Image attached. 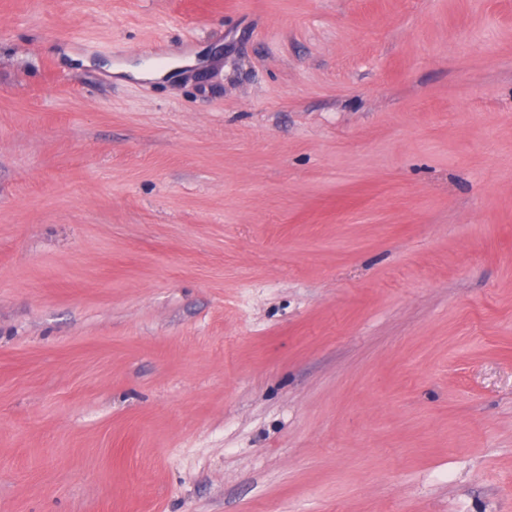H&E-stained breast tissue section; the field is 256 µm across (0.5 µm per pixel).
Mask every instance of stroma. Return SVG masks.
I'll use <instances>...</instances> for the list:
<instances>
[{
    "mask_svg": "<svg viewBox=\"0 0 512 512\" xmlns=\"http://www.w3.org/2000/svg\"><path fill=\"white\" fill-rule=\"evenodd\" d=\"M0 512H512V0H0Z\"/></svg>",
    "mask_w": 512,
    "mask_h": 512,
    "instance_id": "obj_1",
    "label": "stroma"
}]
</instances>
